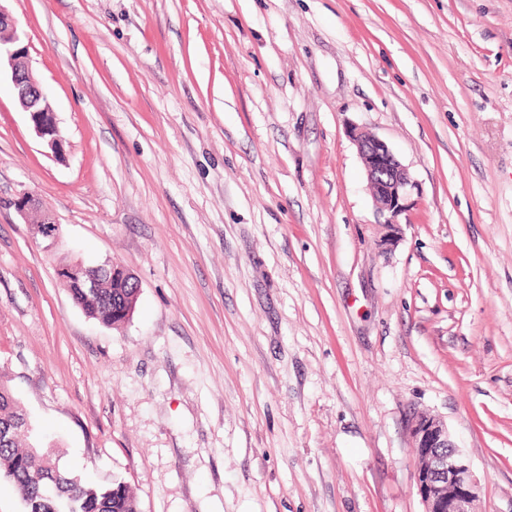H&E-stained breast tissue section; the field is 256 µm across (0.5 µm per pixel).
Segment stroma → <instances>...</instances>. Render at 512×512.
Instances as JSON below:
<instances>
[{
	"label": "stroma",
	"mask_w": 512,
	"mask_h": 512,
	"mask_svg": "<svg viewBox=\"0 0 512 512\" xmlns=\"http://www.w3.org/2000/svg\"><path fill=\"white\" fill-rule=\"evenodd\" d=\"M7 7L65 156L0 80V378L60 466L140 512H423V413L512 512V0ZM354 129L416 183L395 227ZM106 261L116 328L57 275ZM21 217L30 224L31 232L36 238L54 241L58 231V225L53 219L39 211V203L33 194H24L11 203ZM29 217H33L29 219Z\"/></svg>",
	"instance_id": "1"
}]
</instances>
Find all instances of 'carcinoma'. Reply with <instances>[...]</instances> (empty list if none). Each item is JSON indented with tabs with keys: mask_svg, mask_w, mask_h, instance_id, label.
Listing matches in <instances>:
<instances>
[{
	"mask_svg": "<svg viewBox=\"0 0 512 512\" xmlns=\"http://www.w3.org/2000/svg\"><path fill=\"white\" fill-rule=\"evenodd\" d=\"M65 285L89 317L106 327L122 324L124 306L112 302V274L94 290L80 287L75 279ZM3 430L8 434L0 438V477L14 484L23 512H139L137 498L126 483L117 480L100 488L56 467L53 446L35 435L20 402L0 382V432ZM26 434L33 443L24 448L20 439Z\"/></svg>",
	"mask_w": 512,
	"mask_h": 512,
	"instance_id": "carcinoma-1",
	"label": "carcinoma"
}]
</instances>
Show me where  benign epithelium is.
Returning a JSON list of instances; mask_svg holds the SVG:
<instances>
[{"label":"benign epithelium","mask_w":512,"mask_h":512,"mask_svg":"<svg viewBox=\"0 0 512 512\" xmlns=\"http://www.w3.org/2000/svg\"><path fill=\"white\" fill-rule=\"evenodd\" d=\"M5 67L12 89L22 109L29 114L34 133L52 156L61 157L64 138L56 113L28 63L27 45L18 22L0 3V67ZM363 160L371 196L384 223L394 225L406 209V200L415 181L397 159L389 145L380 138L351 132ZM12 205L30 224L33 236L54 241L58 225L39 211L37 198L24 194ZM112 287L140 290L137 277L125 267L112 264ZM411 434L418 466L415 486L424 512H474L478 482L470 461L454 443L448 425L441 419L421 414L412 419Z\"/></svg>","instance_id":"7a95c632"}]
</instances>
